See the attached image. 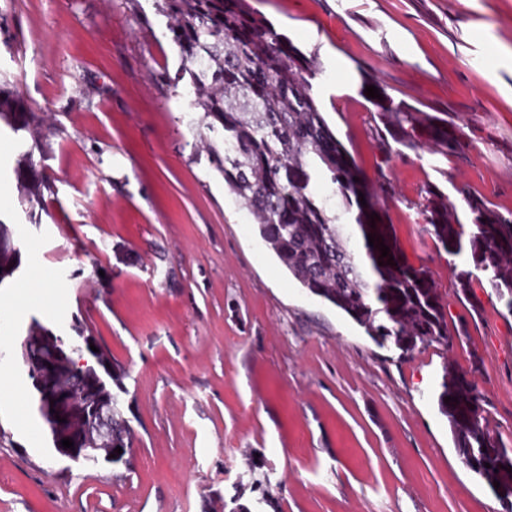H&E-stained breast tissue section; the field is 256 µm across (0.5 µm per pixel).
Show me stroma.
Returning a JSON list of instances; mask_svg holds the SVG:
<instances>
[{
	"mask_svg": "<svg viewBox=\"0 0 512 512\" xmlns=\"http://www.w3.org/2000/svg\"><path fill=\"white\" fill-rule=\"evenodd\" d=\"M313 52L330 127L369 181L388 184L393 234L428 267L463 346L410 355L378 346L301 288L199 147L180 59L154 0H0V79L50 116L35 153L56 193L40 223L20 202L18 137L0 131V221L20 248L31 319L90 328L126 368L130 467L92 471L51 451L31 385L0 367V512H211L239 498L263 512H504L464 464L438 406L446 363L472 371L490 429L512 446V315L487 278L457 288L466 256L439 251L412 202L440 181L512 212V0H249ZM23 52L10 56L8 44ZM395 100L469 126L441 162L387 164L368 133L358 68Z\"/></svg>",
	"mask_w": 512,
	"mask_h": 512,
	"instance_id": "stroma-1",
	"label": "stroma"
}]
</instances>
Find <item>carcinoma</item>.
<instances>
[{"label": "carcinoma", "mask_w": 512, "mask_h": 512, "mask_svg": "<svg viewBox=\"0 0 512 512\" xmlns=\"http://www.w3.org/2000/svg\"><path fill=\"white\" fill-rule=\"evenodd\" d=\"M155 7L169 21L170 40L181 61L171 82H186L190 109L200 113L202 147L288 273L379 344L390 340L406 352L433 344L452 349L448 304L433 273L404 259L380 203L384 187L368 183L324 117L313 92L312 80L320 74L316 55L305 54L278 33L248 0H155ZM358 75L359 94L373 85L383 95L381 100L367 99L372 138L383 160L396 144L411 150L425 146L444 160L466 145L463 125L448 113L397 102L375 75L363 68ZM0 124L15 134H27L15 173L21 180V202L29 205L33 220L32 208L54 194L50 176L37 172L32 162L51 125L4 84ZM462 196L467 225L448 194L432 182L426 183L415 204L417 218L448 255L469 253L473 269L459 274L462 292L469 293L480 272L512 315V212H500L475 192L464 191ZM380 242L390 248L394 264L381 256ZM18 255L11 229L0 223V285L14 275ZM44 328L32 320L21 345L55 364V384L69 390L77 406L112 401V447L122 448L112 464L129 465L134 433L119 407L120 394L126 392L125 367L112 361V380L107 381L89 360L78 377L60 356L63 346L39 341L36 331ZM27 378L56 449L61 439L49 419V399L35 375ZM441 387L439 408L448 419L455 448L476 464L472 471L491 487L506 512H512V448L489 429L475 382L448 365ZM448 396L458 401L444 402ZM495 481L500 487L493 486Z\"/></svg>", "instance_id": "obj_1"}]
</instances>
